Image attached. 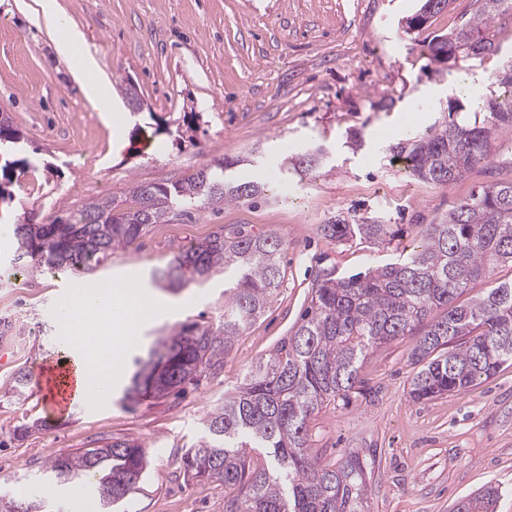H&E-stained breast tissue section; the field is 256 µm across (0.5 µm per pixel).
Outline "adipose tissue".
<instances>
[{
	"mask_svg": "<svg viewBox=\"0 0 512 512\" xmlns=\"http://www.w3.org/2000/svg\"><path fill=\"white\" fill-rule=\"evenodd\" d=\"M169 306L151 293L116 282L75 286L63 303L59 322L65 329L60 352L73 367L74 398L109 395L135 325L164 315Z\"/></svg>",
	"mask_w": 512,
	"mask_h": 512,
	"instance_id": "ef3b65f1",
	"label": "adipose tissue"
}]
</instances>
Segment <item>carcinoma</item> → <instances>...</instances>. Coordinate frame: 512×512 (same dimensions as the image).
Here are the masks:
<instances>
[{
    "mask_svg": "<svg viewBox=\"0 0 512 512\" xmlns=\"http://www.w3.org/2000/svg\"><path fill=\"white\" fill-rule=\"evenodd\" d=\"M474 3V13L458 32L435 35L424 45L431 63L444 61V50L449 57L460 53L475 59L498 51L495 28L502 15L512 14V0ZM423 4L430 8L408 18V29L423 27L447 10L450 0ZM491 83L503 86L505 96L482 99V120L445 121L392 148L411 176L450 186L474 164L491 161L496 128L512 124V65ZM23 138L9 116L0 118V142ZM326 163L320 146H310L297 154L293 168L309 172ZM233 165L221 160L186 181L135 182L127 205L101 198L52 224H17L11 247L18 271L92 273L151 225L187 215L200 201L261 197L265 187L257 182L225 181L224 172ZM30 167L6 158L0 162V216L13 202V181ZM318 230L338 242L389 243L396 236L393 225L370 217L352 224L336 218ZM418 236L419 245L365 273L338 276L333 269L322 270L291 336L252 365L224 405L207 413L204 439L183 455L184 475L216 479L232 489L224 512H368L364 450L323 463L310 448L309 427L315 413L329 404L348 407L370 395L359 374L370 350L401 336L418 337L411 352L412 364L419 366L410 382L414 401L466 390L512 365V281L459 301L496 267L512 265V183L483 188L421 225ZM283 245L276 234L220 226L155 270L153 282L171 291L203 286L221 271L233 272L235 282L224 290V321L216 327L189 326L158 340L146 358L136 360L123 400L164 398L222 368L236 338L263 315L268 296L282 283ZM147 467L144 447L130 439L60 455L48 464L65 481L87 472L97 476L103 506L135 490ZM498 499V487L487 485L461 498L456 512H496Z\"/></svg>",
    "mask_w": 512,
    "mask_h": 512,
    "instance_id": "carcinoma-1",
    "label": "carcinoma"
}]
</instances>
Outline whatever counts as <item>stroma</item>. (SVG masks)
Returning a JSON list of instances; mask_svg holds the SVG:
<instances>
[{
  "label": "stroma",
  "instance_id": "1",
  "mask_svg": "<svg viewBox=\"0 0 512 512\" xmlns=\"http://www.w3.org/2000/svg\"><path fill=\"white\" fill-rule=\"evenodd\" d=\"M42 0H0V112L23 132L14 156L35 167L14 186L10 221L0 226V337L14 348L0 364V499H41L61 512L77 480L53 481L54 457L115 439L143 444L150 465L139 487L112 512H224V487L192 482L182 456L204 437L203 420L268 356L307 305L315 273L348 275L394 258V248L323 238L318 225L379 214L417 243L429 224L494 183L512 182V125H500L490 162L443 187L413 178L391 148L448 115L454 99L495 91L489 77L512 62V25L496 31L498 52L430 64L422 46L461 28L474 5L453 0L427 28L406 32L420 0H57L96 54V78L112 88V120L93 112ZM135 85L144 104L133 114L120 89ZM188 122L193 141L176 142L165 126ZM362 146L349 144L350 136ZM329 151L333 172L295 171L306 145ZM226 175L258 181L256 201L198 204L191 216L152 226L131 248L113 254L97 279H131L159 299L178 302L169 316L142 324L125 354L108 401L85 400L55 413L38 383L40 363L59 356L51 306L77 282L70 272H14L10 242L17 224H48L96 198L124 200L132 182L184 181L213 160ZM274 233L285 242L282 284L261 316L238 337L222 370L203 374L186 393L138 404L123 394L136 358L159 336L224 319L223 275L172 294L154 288L153 271L221 226ZM416 339L373 349L360 375L369 399L328 406L310 423V446L326 461L356 448L375 451L368 471L370 512H454L486 485L498 487L496 512H512V366L478 386L430 401L408 395ZM28 375L24 392L16 380Z\"/></svg>",
  "mask_w": 512,
  "mask_h": 512
}]
</instances>
